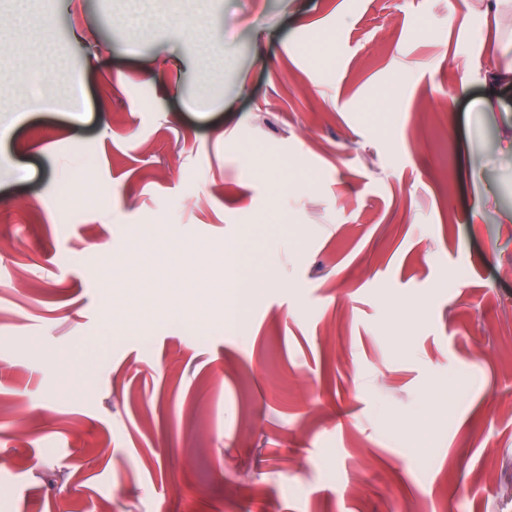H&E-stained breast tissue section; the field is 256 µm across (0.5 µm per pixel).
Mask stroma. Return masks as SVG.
Segmentation results:
<instances>
[{
	"label": "stroma",
	"mask_w": 512,
	"mask_h": 512,
	"mask_svg": "<svg viewBox=\"0 0 512 512\" xmlns=\"http://www.w3.org/2000/svg\"><path fill=\"white\" fill-rule=\"evenodd\" d=\"M511 62L512 0H0V121L52 101L0 168V512H512ZM486 95L483 104L492 107L494 100H500L503 95L512 90V64L504 66L491 76V81H485Z\"/></svg>",
	"instance_id": "obj_1"
}]
</instances>
